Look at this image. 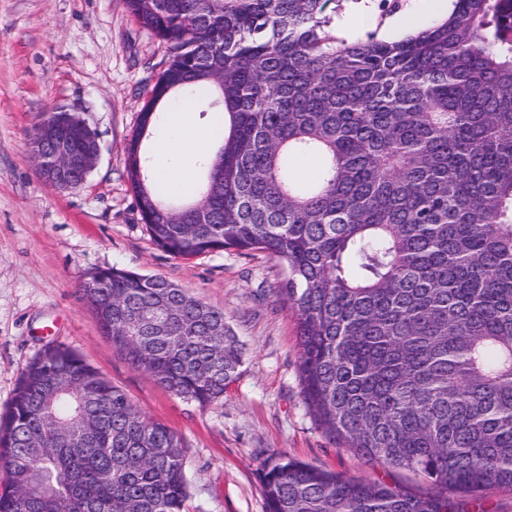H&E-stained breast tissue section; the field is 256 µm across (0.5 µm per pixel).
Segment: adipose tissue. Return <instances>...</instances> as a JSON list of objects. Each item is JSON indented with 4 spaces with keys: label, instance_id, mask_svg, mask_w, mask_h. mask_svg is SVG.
Wrapping results in <instances>:
<instances>
[{
    "label": "adipose tissue",
    "instance_id": "adipose-tissue-1",
    "mask_svg": "<svg viewBox=\"0 0 512 512\" xmlns=\"http://www.w3.org/2000/svg\"><path fill=\"white\" fill-rule=\"evenodd\" d=\"M163 118L166 136L156 147L153 170L177 193L189 176L186 160L199 158L208 151L218 137V128L213 125L202 134L191 133V112L187 109L164 113Z\"/></svg>",
    "mask_w": 512,
    "mask_h": 512
}]
</instances>
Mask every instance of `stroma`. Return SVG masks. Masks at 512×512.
I'll list each match as a JSON object with an SVG mask.
<instances>
[{
  "label": "stroma",
  "mask_w": 512,
  "mask_h": 512,
  "mask_svg": "<svg viewBox=\"0 0 512 512\" xmlns=\"http://www.w3.org/2000/svg\"><path fill=\"white\" fill-rule=\"evenodd\" d=\"M439 2L398 0L384 12L376 0H337L331 27L352 39L394 41L393 19L434 22L443 17ZM167 58L125 0H0V414L26 365L61 343L181 438L183 512H267L261 474L278 454L429 492L409 471L368 465L311 417L295 318L277 291L282 263L231 250L177 259L151 240L127 177L126 145ZM59 106L76 110L100 145L86 182L68 190L41 180L28 147L32 128ZM112 266L163 276L223 310L245 359L222 398L202 406L163 390L100 333L80 287Z\"/></svg>",
  "instance_id": "stroma-1"
}]
</instances>
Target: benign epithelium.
<instances>
[{
    "label": "benign epithelium",
    "instance_id": "1",
    "mask_svg": "<svg viewBox=\"0 0 512 512\" xmlns=\"http://www.w3.org/2000/svg\"><path fill=\"white\" fill-rule=\"evenodd\" d=\"M58 131L59 125L50 124L47 131H39L29 141V147L42 179L56 188L69 189L87 179L98 159L100 146L96 133L90 129L81 150L73 153Z\"/></svg>",
    "mask_w": 512,
    "mask_h": 512
}]
</instances>
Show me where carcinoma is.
<instances>
[{
	"instance_id": "1",
	"label": "carcinoma",
	"mask_w": 512,
	"mask_h": 512,
	"mask_svg": "<svg viewBox=\"0 0 512 512\" xmlns=\"http://www.w3.org/2000/svg\"><path fill=\"white\" fill-rule=\"evenodd\" d=\"M335 0H126L168 64L127 176L174 258L285 264L305 403L331 439L422 476L416 495L282 455L268 512H466L448 489L512 487V0H452L415 36L340 38ZM214 98L224 138L197 197L154 175L162 113ZM317 157L306 180L293 163ZM212 219L200 223L201 214ZM131 367L207 405L243 363L224 311L116 267L83 285ZM183 444L75 350L49 345L0 415V512H183Z\"/></svg>"
}]
</instances>
